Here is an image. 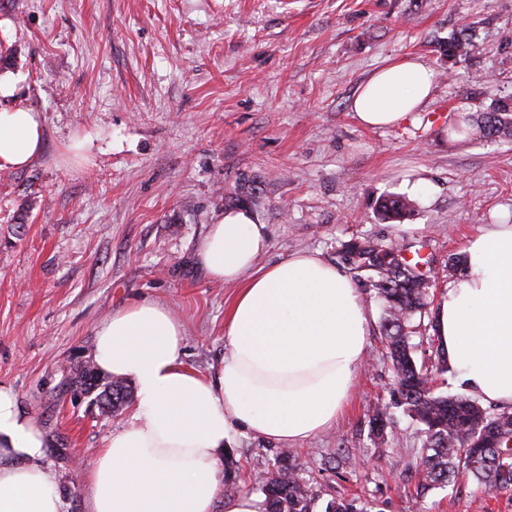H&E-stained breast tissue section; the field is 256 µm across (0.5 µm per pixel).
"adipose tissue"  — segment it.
<instances>
[{
	"mask_svg": "<svg viewBox=\"0 0 512 512\" xmlns=\"http://www.w3.org/2000/svg\"><path fill=\"white\" fill-rule=\"evenodd\" d=\"M432 88L422 62L396 60L362 85L351 110L361 126H399ZM42 142L38 113L0 109V169L27 168ZM268 248L245 209L224 213L197 244L208 278L238 287L215 377L184 365L183 325L153 300L130 301L98 323L95 365L131 380L137 401L86 471L88 512H263L254 495L225 494L226 439L243 429L285 447L339 420L367 358L372 314L345 268L312 251L259 265ZM464 252L468 268L442 293L435 334L461 390L511 408L512 224L485 225ZM44 456L40 424L0 384V512H63Z\"/></svg>",
	"mask_w": 512,
	"mask_h": 512,
	"instance_id": "1",
	"label": "adipose tissue"
}]
</instances>
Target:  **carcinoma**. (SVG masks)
Listing matches in <instances>:
<instances>
[{"mask_svg": "<svg viewBox=\"0 0 512 512\" xmlns=\"http://www.w3.org/2000/svg\"><path fill=\"white\" fill-rule=\"evenodd\" d=\"M472 35L463 28L448 36L443 48L448 61L470 54ZM478 130L484 138L512 140V97L493 98L476 115H464L448 134L469 136ZM386 219L401 222L413 212V203L397 195L377 202ZM401 248L351 236L336 250L337 264L357 276L367 275L366 287L381 301L384 317L381 336L391 370L389 400L372 410L369 429L382 441L390 424V409L400 408L421 426L425 435L421 458L424 483L416 496L435 486L472 478L487 491H512V411L485 408L463 395L437 391L438 377L448 372L444 355L437 354L434 373L414 357L412 328L430 313V293L421 287L419 263L399 264ZM73 383L96 392L100 414L123 409L133 399L126 380H105L97 369L73 372ZM264 512H316L319 495L300 477L294 452L282 451L272 464L270 477L260 486ZM322 512H365L352 500L330 499Z\"/></svg>", "mask_w": 512, "mask_h": 512, "instance_id": "cac0c4a2", "label": "carcinoma"}]
</instances>
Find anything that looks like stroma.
I'll list each match as a JSON object with an SVG mask.
<instances>
[{"label":"stroma","instance_id":"obj_1","mask_svg":"<svg viewBox=\"0 0 512 512\" xmlns=\"http://www.w3.org/2000/svg\"><path fill=\"white\" fill-rule=\"evenodd\" d=\"M470 26L477 49L449 65L442 47ZM0 45L16 104L40 112L43 154L0 170V383L41 424L45 462L65 512H86L84 470L120 420L67 390L75 361L93 356L96 325L133 299L168 307L185 328L184 363L214 375L224 314L236 289L208 279L194 246L209 224L250 194L264 224L268 265L317 250L335 261L357 234L424 244L436 282L491 223L512 224V141L479 134L445 141L442 127L512 95V0H0ZM410 57L434 73L413 121L358 125L349 103L379 67ZM89 138L72 157L75 138ZM416 192L406 228L375 202ZM391 379L379 328L351 402L332 428L293 449L321 500L369 512H512V498L475 481L431 489L416 503L424 440L395 414L385 444L368 415ZM356 465L334 467L337 449ZM279 448L248 433L227 444L240 491Z\"/></svg>","mask_w":512,"mask_h":512}]
</instances>
